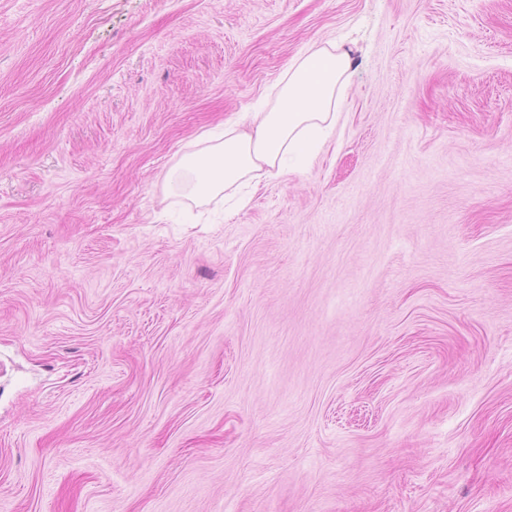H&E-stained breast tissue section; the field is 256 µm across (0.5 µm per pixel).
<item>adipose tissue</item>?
<instances>
[{"mask_svg": "<svg viewBox=\"0 0 512 512\" xmlns=\"http://www.w3.org/2000/svg\"><path fill=\"white\" fill-rule=\"evenodd\" d=\"M352 57L332 44L308 51L289 68L272 105L247 124L224 123V136L183 157L172 181H186L205 201L255 178L303 171L336 127Z\"/></svg>", "mask_w": 512, "mask_h": 512, "instance_id": "1", "label": "adipose tissue"}]
</instances>
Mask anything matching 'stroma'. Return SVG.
I'll list each match as a JSON object with an SVG mask.
<instances>
[{
	"instance_id": "35a3bbf8",
	"label": "stroma",
	"mask_w": 512,
	"mask_h": 512,
	"mask_svg": "<svg viewBox=\"0 0 512 512\" xmlns=\"http://www.w3.org/2000/svg\"><path fill=\"white\" fill-rule=\"evenodd\" d=\"M330 42L305 172L169 185ZM0 512H512V0H0Z\"/></svg>"
}]
</instances>
